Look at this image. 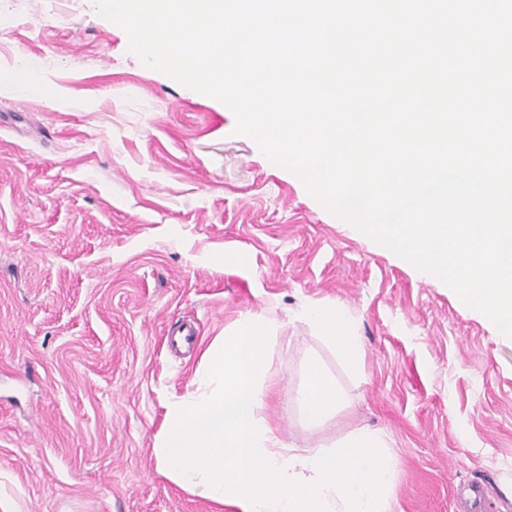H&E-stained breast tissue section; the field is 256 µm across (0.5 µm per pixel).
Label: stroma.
<instances>
[{"instance_id":"stroma-1","label":"stroma","mask_w":512,"mask_h":512,"mask_svg":"<svg viewBox=\"0 0 512 512\" xmlns=\"http://www.w3.org/2000/svg\"><path fill=\"white\" fill-rule=\"evenodd\" d=\"M21 64L58 96L0 87V512H237L152 449L248 312L280 325L265 414L287 442L384 437L391 512H464L472 484L512 512V338L328 211L223 103L148 70L94 0H0V71ZM311 302L349 309L358 368L300 321ZM312 357L344 394L317 429L295 401Z\"/></svg>"}]
</instances>
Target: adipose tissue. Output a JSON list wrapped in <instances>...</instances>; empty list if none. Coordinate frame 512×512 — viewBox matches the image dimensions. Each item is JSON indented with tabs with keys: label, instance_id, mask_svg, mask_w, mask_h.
<instances>
[{
	"label": "adipose tissue",
	"instance_id": "1",
	"mask_svg": "<svg viewBox=\"0 0 512 512\" xmlns=\"http://www.w3.org/2000/svg\"><path fill=\"white\" fill-rule=\"evenodd\" d=\"M301 321L311 325L319 336L331 343L348 361H355L360 353V338L347 308L336 304L313 303L303 308ZM342 395L335 382L317 360H310L305 379L296 394L299 413L313 429L331 418Z\"/></svg>",
	"mask_w": 512,
	"mask_h": 512
}]
</instances>
